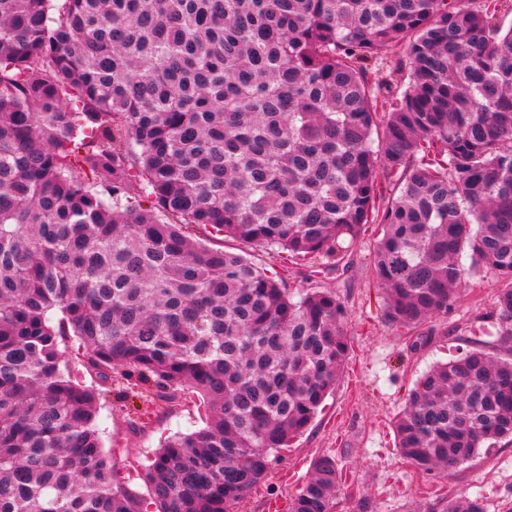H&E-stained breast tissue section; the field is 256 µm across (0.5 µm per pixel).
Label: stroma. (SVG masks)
<instances>
[{"instance_id":"35a3bbf8","label":"stroma","mask_w":512,"mask_h":512,"mask_svg":"<svg viewBox=\"0 0 512 512\" xmlns=\"http://www.w3.org/2000/svg\"><path fill=\"white\" fill-rule=\"evenodd\" d=\"M193 234L243 254L277 274L290 291L322 288L336 292L352 328L349 368L335 391L235 512H269L270 500L291 501L310 478L313 461L323 455L335 456L347 476L336 491L333 512H443L449 499L475 494L484 504L512 512V442L494 444L486 454L457 467L427 494L424 476L395 448L391 429L417 377L470 348L474 327L485 328L480 343L487 351H496L494 301L500 283L495 276L473 280L448 314L430 318L409 333L388 322L374 302L372 235H364L349 248L338 270L331 271L324 262L311 267L295 265L284 254L214 237L202 227ZM195 402L187 391L174 405L137 398H113L101 405L97 423L104 446L129 456L132 488L144 491L143 468L170 437L202 428Z\"/></svg>"}]
</instances>
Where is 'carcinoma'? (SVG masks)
Returning a JSON list of instances; mask_svg holds the SVG:
<instances>
[{"instance_id": "1", "label": "carcinoma", "mask_w": 512, "mask_h": 512, "mask_svg": "<svg viewBox=\"0 0 512 512\" xmlns=\"http://www.w3.org/2000/svg\"><path fill=\"white\" fill-rule=\"evenodd\" d=\"M500 0H0V512H232L349 363L347 309L218 235L330 262L366 232L412 331L474 277L505 354L421 375L395 446L442 478L512 438V25ZM390 62V79L379 65ZM470 252V263L461 255ZM86 370L206 426L129 486ZM321 456L289 512H332ZM445 512H485L480 497ZM78 347L79 343L77 341H73L69 350L71 351L69 352V360L75 372L78 373L79 377L82 378L86 385H92L97 389L105 390L110 384L96 376L94 373L90 374L85 371L82 366L81 355L77 352Z\"/></svg>"}]
</instances>
